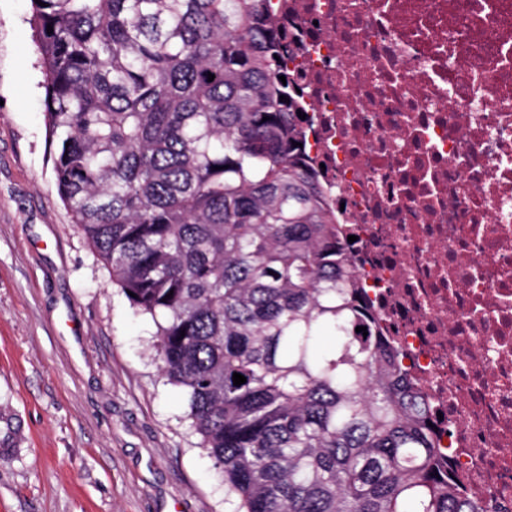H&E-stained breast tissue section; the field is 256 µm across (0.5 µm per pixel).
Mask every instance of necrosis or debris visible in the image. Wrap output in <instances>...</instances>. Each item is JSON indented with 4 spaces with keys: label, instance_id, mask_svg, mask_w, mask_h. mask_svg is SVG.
Segmentation results:
<instances>
[{
    "label": "necrosis or debris",
    "instance_id": "necrosis-or-debris-1",
    "mask_svg": "<svg viewBox=\"0 0 512 512\" xmlns=\"http://www.w3.org/2000/svg\"><path fill=\"white\" fill-rule=\"evenodd\" d=\"M378 328L486 512H512V0H278Z\"/></svg>",
    "mask_w": 512,
    "mask_h": 512
}]
</instances>
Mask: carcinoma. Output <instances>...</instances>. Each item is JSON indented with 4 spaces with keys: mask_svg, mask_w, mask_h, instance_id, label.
Returning a JSON list of instances; mask_svg holds the SVG:
<instances>
[{
    "mask_svg": "<svg viewBox=\"0 0 512 512\" xmlns=\"http://www.w3.org/2000/svg\"><path fill=\"white\" fill-rule=\"evenodd\" d=\"M32 6L58 194L236 512H482L395 346L352 336L374 313L280 100L272 0Z\"/></svg>",
    "mask_w": 512,
    "mask_h": 512,
    "instance_id": "carcinoma-1",
    "label": "carcinoma"
}]
</instances>
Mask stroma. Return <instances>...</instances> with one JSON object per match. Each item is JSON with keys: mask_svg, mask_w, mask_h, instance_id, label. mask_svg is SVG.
I'll return each mask as SVG.
<instances>
[{"mask_svg": "<svg viewBox=\"0 0 512 512\" xmlns=\"http://www.w3.org/2000/svg\"><path fill=\"white\" fill-rule=\"evenodd\" d=\"M30 0H0V512H233L185 398L55 185Z\"/></svg>", "mask_w": 512, "mask_h": 512, "instance_id": "35a3bbf8", "label": "stroma"}]
</instances>
